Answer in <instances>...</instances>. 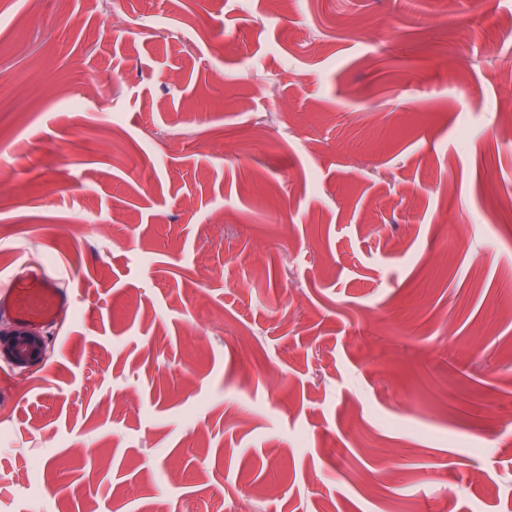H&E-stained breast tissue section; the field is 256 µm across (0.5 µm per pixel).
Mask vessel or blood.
I'll return each instance as SVG.
<instances>
[{"label":"vessel or blood","instance_id":"vessel-or-blood-1","mask_svg":"<svg viewBox=\"0 0 512 512\" xmlns=\"http://www.w3.org/2000/svg\"><path fill=\"white\" fill-rule=\"evenodd\" d=\"M74 291L60 287L43 267L22 265L0 286V313L42 327L52 326L74 302Z\"/></svg>","mask_w":512,"mask_h":512}]
</instances>
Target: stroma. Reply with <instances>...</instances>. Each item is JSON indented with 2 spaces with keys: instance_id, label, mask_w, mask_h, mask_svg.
I'll return each mask as SVG.
<instances>
[{
  "instance_id": "1",
  "label": "stroma",
  "mask_w": 512,
  "mask_h": 512,
  "mask_svg": "<svg viewBox=\"0 0 512 512\" xmlns=\"http://www.w3.org/2000/svg\"><path fill=\"white\" fill-rule=\"evenodd\" d=\"M442 2L0 0V277L76 291L0 512H512V0Z\"/></svg>"
}]
</instances>
